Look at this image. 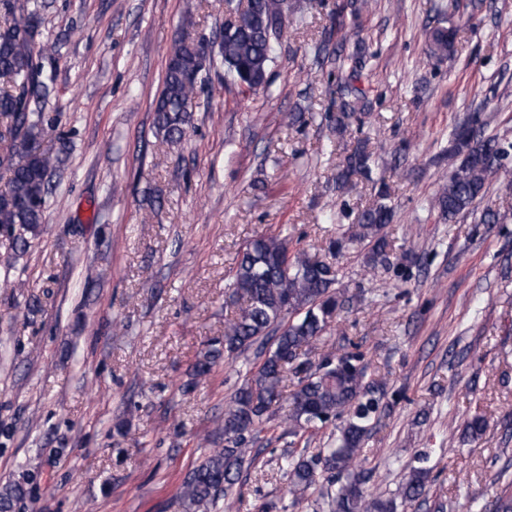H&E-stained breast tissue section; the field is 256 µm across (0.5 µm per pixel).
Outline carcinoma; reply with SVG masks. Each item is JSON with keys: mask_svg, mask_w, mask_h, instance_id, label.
<instances>
[{"mask_svg": "<svg viewBox=\"0 0 512 512\" xmlns=\"http://www.w3.org/2000/svg\"><path fill=\"white\" fill-rule=\"evenodd\" d=\"M43 0H0V12L10 21L0 27V118L6 119L11 151L0 157L9 172L0 190V228L10 233L16 246L26 245V234L37 232L45 220L52 173L58 158L43 147L52 120L44 106L55 91L57 72L45 68L43 59L55 45L42 41ZM288 28V0H248L237 10L231 29L216 42L182 33L174 38L168 55L162 89L155 100L156 135L175 145L184 139L191 123L197 87L208 79L215 57H220L231 81L250 91L268 83L269 66ZM456 30L433 28L430 54L442 59L453 51ZM363 108L359 91L350 89L340 103L341 119ZM478 121L455 127L448 138V154L461 158L446 177L432 206L441 218L453 221L471 211L486 195L489 181L508 174L504 160L512 150L496 136H486ZM370 172V155L358 147L347 156L336 178L344 188L354 176ZM393 218L385 188H379L373 205L363 210L348 238L368 246L367 262L386 260L383 229ZM337 270L332 264L302 251L292 252L282 234H262L243 248L232 270L230 297L239 301L237 311L195 365V375H207L217 359L241 354L258 346L262 362L249 371L231 395L218 424L224 447L213 449L185 477L181 488L184 512H211L224 501L232 512L233 489L250 449L246 445L269 423L283 397H288V424L294 433L318 429L349 412L330 448L315 454L301 450L284 460L292 506L308 501V491L318 478L341 480L328 496V512H398L419 499L429 474L411 469L395 495L370 497L363 479L353 472L370 421L382 405L381 395L366 382V365L358 351L322 354L318 363L310 355L344 308L345 292L335 290ZM293 389L285 392L288 376ZM27 494L21 483L0 488V512H15ZM476 512H512V494L506 492L478 504Z\"/></svg>", "mask_w": 512, "mask_h": 512, "instance_id": "1", "label": "carcinoma"}]
</instances>
